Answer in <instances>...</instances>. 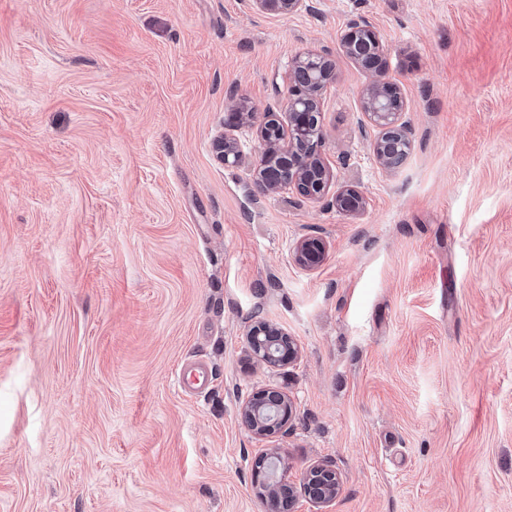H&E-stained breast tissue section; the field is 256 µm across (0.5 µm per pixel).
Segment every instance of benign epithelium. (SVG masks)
Masks as SVG:
<instances>
[{
  "instance_id": "obj_1",
  "label": "benign epithelium",
  "mask_w": 512,
  "mask_h": 512,
  "mask_svg": "<svg viewBox=\"0 0 512 512\" xmlns=\"http://www.w3.org/2000/svg\"><path fill=\"white\" fill-rule=\"evenodd\" d=\"M261 12L290 14L298 11L304 0H252ZM345 53L360 68L375 79L363 90V115L378 131L373 143V154L383 167L394 169L408 156L411 140L404 121L407 104L399 88L384 80L387 59L378 33L366 23L355 20L341 37ZM325 58L310 51L296 55L288 72V123L282 125L274 113H263L256 123L257 113L237 107L228 113L225 125L231 130L258 126L261 139L259 158L252 169V181L264 195L283 189L297 195L317 199L330 187V174L317 147L322 140L320 113H318L317 85ZM217 157L224 165L236 167L244 158L241 145L234 136L224 134L214 142ZM333 205L339 212L350 213L362 208V194L348 186L334 192ZM326 256L321 240L305 238L293 249L294 261L306 268L319 266ZM246 350L256 362L267 366H284L297 356L294 342L282 329L260 322L246 334ZM293 405L282 390L268 387L247 395L240 407L244 427L259 438L275 434L292 418ZM253 485L266 493L271 512H290L295 501V487L288 480V470L281 458L273 453L262 455L252 469ZM305 496L319 507L333 503L341 490V477L329 463H317L304 472Z\"/></svg>"
}]
</instances>
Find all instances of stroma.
Here are the masks:
<instances>
[{"instance_id":"obj_1","label":"stroma","mask_w":512,"mask_h":512,"mask_svg":"<svg viewBox=\"0 0 512 512\" xmlns=\"http://www.w3.org/2000/svg\"><path fill=\"white\" fill-rule=\"evenodd\" d=\"M354 20L408 105L393 170ZM304 51L355 214L259 193L255 129L241 166L213 151L233 104L287 122ZM259 322L293 363L248 357ZM266 386L296 415L260 439L239 408ZM269 452L296 484L336 467L328 512H512V0H0V512H266ZM367 37L373 44L375 60H369L358 38ZM345 53L375 79L363 90V115L378 131L373 154L383 167L394 169L408 156L411 140L407 122L403 120L407 104L399 88L384 80L387 59L378 33L363 21L355 20L341 37ZM326 256V250L321 240L317 238H305L298 241L293 249L294 261L306 268L319 266Z\"/></svg>"}]
</instances>
